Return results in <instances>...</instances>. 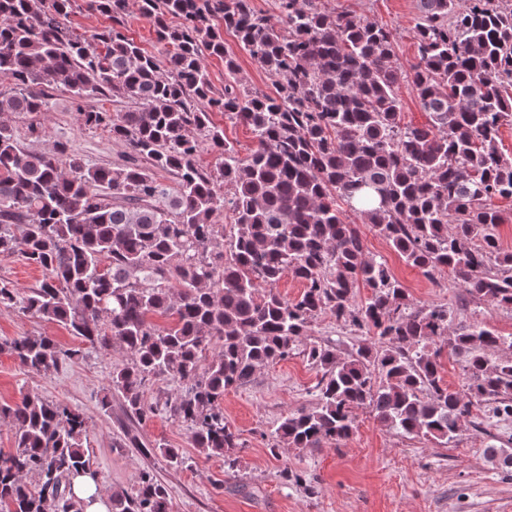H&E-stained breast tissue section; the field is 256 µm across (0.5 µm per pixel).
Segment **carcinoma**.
I'll return each instance as SVG.
<instances>
[{
  "mask_svg": "<svg viewBox=\"0 0 512 512\" xmlns=\"http://www.w3.org/2000/svg\"><path fill=\"white\" fill-rule=\"evenodd\" d=\"M87 5L112 27L90 38L70 31L71 0H0V79L12 83L0 91V115L47 112L49 91L62 90L81 126L129 149L124 163L96 166L59 141L34 150L0 121V258L18 254L45 271L25 292L0 282V306L60 323L91 349L126 351L108 383L126 414L143 425L165 411L188 425L200 453L230 465L241 442L224 422V394L299 348L322 372L316 402L277 423L276 443H339L361 407L443 447L474 408L512 417V360L498 358L512 336L414 305L342 209L362 214L425 276L446 268L471 300L512 308V252L499 246L495 205L512 199V157L498 142L512 122V0H418L412 82L429 116L424 127L402 122L394 35L375 21L323 12L316 0H277L272 17L252 0H140L160 60L123 32L128 0ZM221 23L277 77L274 93L243 88ZM207 56L224 59L219 95ZM113 99L130 107L106 108ZM212 112L249 127L256 147L248 157ZM204 148L216 157L210 169L197 162ZM159 171L174 183L159 181ZM286 274L304 286L292 300L277 290ZM359 286L369 289L361 303ZM326 313L375 330L391 347L341 354L302 343ZM153 315L172 323L158 328ZM444 338L463 366L458 389L441 376L435 346ZM4 352L42 375L81 355L42 335L1 339ZM160 378L181 390L146 402V382ZM0 418L15 446L0 454V512H84L71 487L78 475L96 477L84 415L28 394L1 405ZM130 443L183 463L179 449L136 437L112 447ZM485 452L512 471L506 449ZM110 498V512H171L150 470Z\"/></svg>",
  "mask_w": 512,
  "mask_h": 512,
  "instance_id": "cac0c4a2",
  "label": "carcinoma"
}]
</instances>
